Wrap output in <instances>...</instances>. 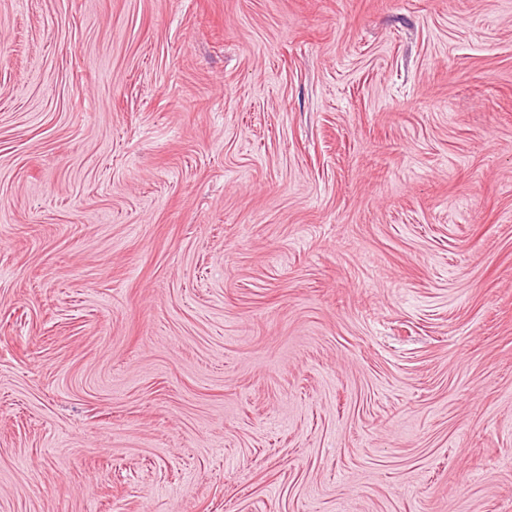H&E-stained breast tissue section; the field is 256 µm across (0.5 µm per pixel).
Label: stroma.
Wrapping results in <instances>:
<instances>
[{
	"instance_id": "obj_1",
	"label": "stroma",
	"mask_w": 512,
	"mask_h": 512,
	"mask_svg": "<svg viewBox=\"0 0 512 512\" xmlns=\"http://www.w3.org/2000/svg\"><path fill=\"white\" fill-rule=\"evenodd\" d=\"M0 512H512V0H0Z\"/></svg>"
}]
</instances>
